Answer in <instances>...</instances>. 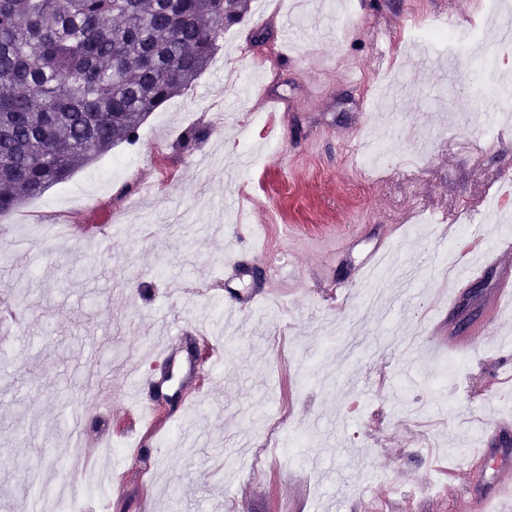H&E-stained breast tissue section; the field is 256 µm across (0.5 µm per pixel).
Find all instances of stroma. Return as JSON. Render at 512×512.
I'll return each instance as SVG.
<instances>
[{"mask_svg": "<svg viewBox=\"0 0 512 512\" xmlns=\"http://www.w3.org/2000/svg\"><path fill=\"white\" fill-rule=\"evenodd\" d=\"M278 2L271 18L251 0L210 67L147 117L136 144H115L0 216V249L13 247L31 212L70 222L66 245L38 239L0 264V291L26 297L0 376V512H31L23 466L63 488L73 512L88 499L84 472L103 464L114 471L109 512H455L485 470L474 455L479 430L512 416V302L457 326L479 339L471 356L428 357L422 347L456 315L453 286L429 263L449 244L435 219L470 225L455 256L476 267L465 286L481 300L512 270V254L492 275L478 270L496 240L490 199L512 214V124L474 127L486 77L465 56L457 75L438 80L439 52L411 32L448 23L486 31L492 18L483 0H350L342 17L302 23L286 42L297 5ZM394 74L413 93L378 130L367 105ZM254 95L282 99L278 138H263ZM194 129L210 135L183 148ZM371 142L391 167H363ZM143 181L154 183L151 196L115 202L122 186ZM247 184L262 211L245 225L224 202ZM94 213L121 219L108 244L87 227ZM380 244L427 259L413 282L384 276L390 312L364 303L358 279ZM80 262L91 275L76 273ZM186 276L215 281L227 304L261 285L282 297L248 313L216 375L190 381L188 360L209 355L191 329L213 322V299L179 293ZM491 320L494 335H483ZM164 336L174 361L142 355ZM130 361L143 403L159 387L182 398L147 428L126 396ZM452 361L458 371L436 387ZM92 369L110 406H96L84 386ZM82 431L122 454L61 460L58 449ZM137 436L144 446L134 450Z\"/></svg>", "mask_w": 512, "mask_h": 512, "instance_id": "1", "label": "stroma"}]
</instances>
